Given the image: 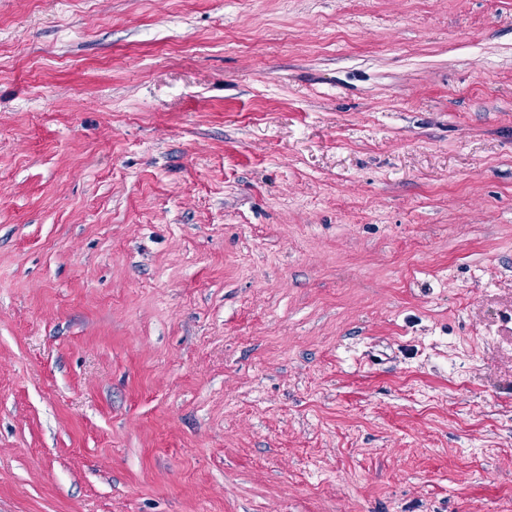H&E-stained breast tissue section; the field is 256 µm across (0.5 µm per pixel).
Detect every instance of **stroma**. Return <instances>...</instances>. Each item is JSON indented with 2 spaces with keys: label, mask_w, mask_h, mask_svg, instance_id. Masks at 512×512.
<instances>
[{
  "label": "stroma",
  "mask_w": 512,
  "mask_h": 512,
  "mask_svg": "<svg viewBox=\"0 0 512 512\" xmlns=\"http://www.w3.org/2000/svg\"><path fill=\"white\" fill-rule=\"evenodd\" d=\"M0 512H512V0H0Z\"/></svg>",
  "instance_id": "1"
}]
</instances>
